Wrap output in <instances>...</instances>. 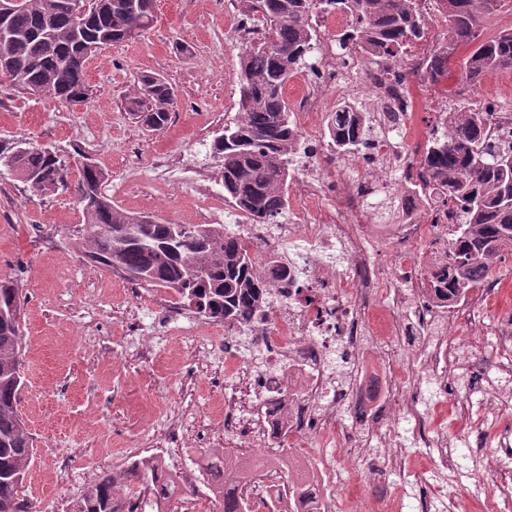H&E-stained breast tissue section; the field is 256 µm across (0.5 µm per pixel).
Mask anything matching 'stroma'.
I'll return each instance as SVG.
<instances>
[{
	"label": "stroma",
	"mask_w": 512,
	"mask_h": 512,
	"mask_svg": "<svg viewBox=\"0 0 512 512\" xmlns=\"http://www.w3.org/2000/svg\"><path fill=\"white\" fill-rule=\"evenodd\" d=\"M241 24L239 0H156L148 30L89 59L92 94L76 106L18 94L0 74V146L27 138L66 156L71 168L86 159L96 163L109 175L105 193L131 213L196 223L191 186L198 172L208 181L212 203L232 210L211 144L239 116ZM144 74L162 75L176 90L170 122L157 134L145 131L128 110L129 92ZM361 172L381 184L369 206L370 222L402 223L404 182L373 164ZM83 228L74 189L39 197L14 177H0V280H17L25 300L19 409L33 435L34 456L21 496L30 512H72L99 474L125 470L159 451L185 478L172 512H221L204 485L189 479L214 451L242 468L262 460L254 468L259 477L296 468L313 453L342 465L349 453L344 440L324 444L312 437L307 447L291 448L263 434L252 394L262 352L249 353L242 375L227 373L224 359L236 350V339L196 326L195 312L176 305L172 293L113 278L85 257ZM500 306V299H490L480 319L477 356L484 373L492 370L506 327ZM398 318L401 336L388 344L366 337L361 348L367 368L377 373L387 351L398 355L404 385L427 418L425 429L398 445L373 439V454L356 460L358 482L343 472L323 486L328 512H360L364 495H383L390 486L427 497L428 512H448L450 499H466L479 484L496 486L499 476L489 458L512 459L500 425L454 423L455 394L470 391L476 418L483 386L462 380L443 390L428 381V345L447 335V327L422 321L411 309ZM436 428L447 432L460 456L455 476L441 471V449L426 445ZM395 453L401 467L383 477Z\"/></svg>",
	"instance_id": "35a3bbf8"
}]
</instances>
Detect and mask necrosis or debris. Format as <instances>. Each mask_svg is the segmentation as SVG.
I'll return each instance as SVG.
<instances>
[{"instance_id":"4bbe7bcc","label":"necrosis or debris","mask_w":512,"mask_h":512,"mask_svg":"<svg viewBox=\"0 0 512 512\" xmlns=\"http://www.w3.org/2000/svg\"><path fill=\"white\" fill-rule=\"evenodd\" d=\"M325 76L307 86L298 102L299 123H309L324 111L330 86L345 88L349 74L382 100L395 96L386 83L385 65L356 62L351 73L337 71L335 56H327ZM382 131L374 132V156L389 166H405L419 141V133L407 119L392 113H378ZM360 157L338 156L329 149H313L301 158L294 180L295 207L286 224H248L239 215L209 206L206 192H199L200 219L205 224H230L233 233L248 247H260V260L278 255L288 265L295 283L289 290L270 288L266 321L247 338L249 347L264 353L265 374L261 379L263 397L259 418L267 430H281L279 393L299 389L301 402L294 407L296 417H310L322 434L343 433L353 447H366L364 432L340 429L337 406L369 407L372 388L364 373H356L350 386L337 385L328 368V356L345 340L353 326L363 325L368 336L388 339L401 332L400 321L391 309L383 308L387 298L409 306L423 298L424 276L397 281L391 269L376 261L374 247L385 242L397 245L403 258H410L416 244L432 237L433 224L410 222L397 225L391 240L371 239L368 234V201L378 191L376 181L361 176ZM344 179L345 187L334 205L317 207L327 186ZM380 411L371 413L366 432L387 434L417 428L420 421L411 396L401 385L403 366L390 360ZM286 430V429H283ZM289 444L302 436L286 430Z\"/></svg>"}]
</instances>
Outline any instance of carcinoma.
<instances>
[{
	"mask_svg": "<svg viewBox=\"0 0 512 512\" xmlns=\"http://www.w3.org/2000/svg\"><path fill=\"white\" fill-rule=\"evenodd\" d=\"M67 0H20L9 16L12 39L0 44V55L11 62L8 77L22 93L69 101L89 98L87 61L95 51L127 40V29L150 28L154 14L135 13V0H112V11L101 8L80 24L65 9ZM447 33L429 37V18L418 0H243L245 21L258 20L239 52L238 107L241 116L224 126L212 143L218 158L224 193L233 206L258 224H275L288 206L291 155L300 132L291 120L284 90L302 69L318 72L308 62L318 41L313 20L341 13L351 23L337 35L349 56L402 61L407 48L426 50L411 69L397 68L395 83L403 101L411 99L409 76L414 73L436 86L448 76L452 59L462 49L467 103L449 107L443 126H434L424 147L415 151L416 177L406 179L410 196L454 211L457 222L444 239V258L429 276L426 299L446 305L479 287L494 262L512 252V171L498 166L512 155V128L498 131L495 103L472 99L492 71L512 72V28L492 36L483 32V18L501 11L505 0H436ZM174 88L158 75L138 78L129 109L151 132L170 120ZM330 145L347 153L372 132L366 111L348 101L331 113ZM17 141L0 154H15V178L34 196H46L67 186L70 166L57 153ZM109 175L93 164L81 167L75 191L88 235L85 254L111 272L137 285L173 291L180 306L226 326H246L265 305L267 285L288 279L278 261L267 264L266 279L254 274L255 257L238 238L206 224H165L150 216H135L112 204L103 186ZM126 224L138 227L137 238L119 235ZM24 308L18 284L0 281V512H26L18 480L25 478L33 458V437L19 412L23 387ZM228 459L212 453L204 459L210 492L222 512H254L240 489L251 483L238 473L224 482ZM150 479L148 497L133 502L123 495L133 480ZM181 493L179 477L155 457L141 458L123 471H106L86 489L74 512H168ZM309 495L297 482L285 483L276 501L302 503Z\"/></svg>",
	"mask_w": 512,
	"mask_h": 512,
	"instance_id": "1",
	"label": "carcinoma"
}]
</instances>
